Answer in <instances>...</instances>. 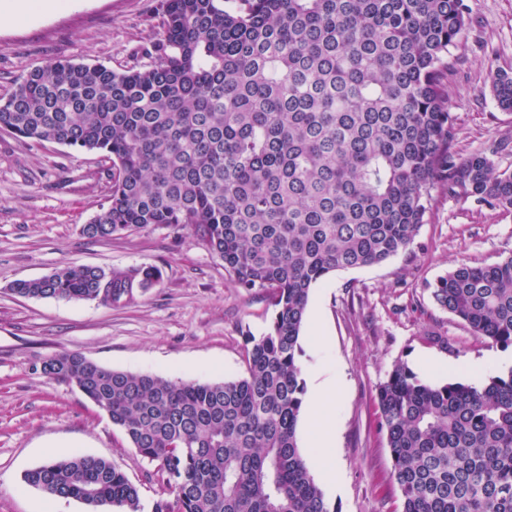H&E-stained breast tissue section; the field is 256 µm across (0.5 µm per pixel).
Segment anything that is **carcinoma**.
I'll return each instance as SVG.
<instances>
[{
  "label": "carcinoma",
  "mask_w": 512,
  "mask_h": 512,
  "mask_svg": "<svg viewBox=\"0 0 512 512\" xmlns=\"http://www.w3.org/2000/svg\"><path fill=\"white\" fill-rule=\"evenodd\" d=\"M149 62L117 71L51 60L0 97V129L96 152L111 164L99 240L190 231L241 291L265 293L269 331L247 340L245 375L169 380L76 352L42 363L75 383L155 465L153 512H332L298 445V361L310 289L331 272L412 249L432 200L512 213V152L455 147L448 73L467 0H162ZM512 112V71L491 75ZM154 267L67 266L10 285L28 298L118 305ZM476 336L512 347V256L461 263L432 288ZM401 512H512V373L436 383L402 362L377 390ZM23 481L95 510L141 512L108 460L73 453Z\"/></svg>",
  "instance_id": "obj_1"
}]
</instances>
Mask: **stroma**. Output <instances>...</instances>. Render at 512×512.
I'll return each instance as SVG.
<instances>
[{"label": "stroma", "instance_id": "1", "mask_svg": "<svg viewBox=\"0 0 512 512\" xmlns=\"http://www.w3.org/2000/svg\"><path fill=\"white\" fill-rule=\"evenodd\" d=\"M161 0H64L60 10L15 23L0 18V96L33 66L55 59L123 70L147 63L161 27ZM472 22L448 75L456 148L474 153L512 139V112L500 111L490 73L512 71V0H468ZM111 165L94 152L34 144L0 129V512H38L47 496L27 486L26 471L81 452L104 458L140 490L144 512L160 498L152 464L75 383L44 374L42 362L77 352L101 366L169 379L221 382L245 372L249 337L269 329L273 308L261 293L234 288L221 260L189 231L148 228L97 240L83 224L106 204ZM512 256V214L474 201L439 198L412 251L385 263L330 273L310 292L302 369L336 376L338 485H323L337 512H399L401 494L379 427L376 393L393 365L419 370L444 363L483 364L480 384L512 370V350L474 336L434 302L435 281L459 263ZM127 270L153 266L161 278L128 304L27 298L13 281L72 266Z\"/></svg>", "mask_w": 512, "mask_h": 512}]
</instances>
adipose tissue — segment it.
<instances>
[{"label":"adipose tissue","instance_id":"1","mask_svg":"<svg viewBox=\"0 0 512 512\" xmlns=\"http://www.w3.org/2000/svg\"><path fill=\"white\" fill-rule=\"evenodd\" d=\"M336 400V383L324 380L312 384L308 391L306 407V431L312 447L319 453L313 458V466L328 483H336L339 471L328 456V448L336 443V422L333 404Z\"/></svg>","mask_w":512,"mask_h":512}]
</instances>
